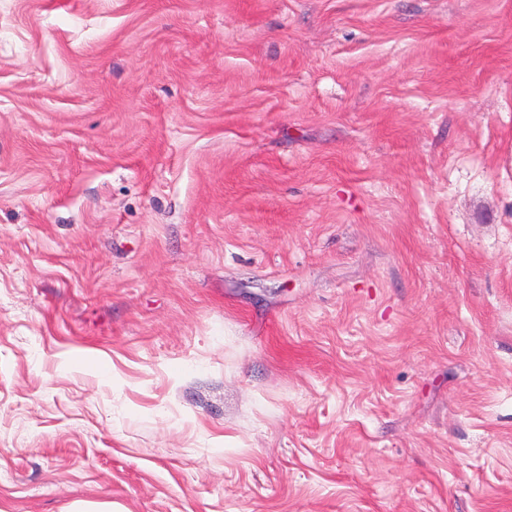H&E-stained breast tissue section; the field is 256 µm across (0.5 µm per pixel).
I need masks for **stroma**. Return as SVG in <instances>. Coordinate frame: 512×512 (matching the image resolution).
I'll return each mask as SVG.
<instances>
[{"label":"stroma","instance_id":"1","mask_svg":"<svg viewBox=\"0 0 512 512\" xmlns=\"http://www.w3.org/2000/svg\"><path fill=\"white\" fill-rule=\"evenodd\" d=\"M512 512V0H0V512Z\"/></svg>","mask_w":512,"mask_h":512}]
</instances>
